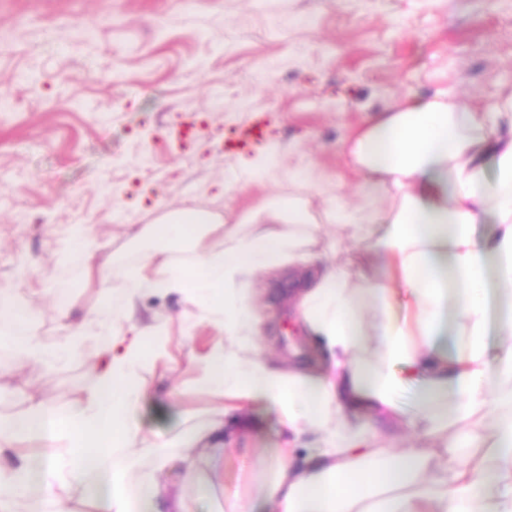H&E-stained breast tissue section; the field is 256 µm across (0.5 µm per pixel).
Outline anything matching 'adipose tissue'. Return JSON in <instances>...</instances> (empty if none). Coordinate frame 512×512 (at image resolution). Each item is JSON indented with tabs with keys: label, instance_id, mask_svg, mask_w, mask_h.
I'll use <instances>...</instances> for the list:
<instances>
[{
	"label": "adipose tissue",
	"instance_id": "1",
	"mask_svg": "<svg viewBox=\"0 0 512 512\" xmlns=\"http://www.w3.org/2000/svg\"><path fill=\"white\" fill-rule=\"evenodd\" d=\"M346 154L360 193L391 202L373 220L330 200L337 227L364 244L355 275L315 252L322 229L296 197L263 201L248 230L202 207L171 213L139 230L153 248L111 271L95 264L94 241L76 236L71 260L96 284L95 305L54 345L36 335L5 342L47 375L93 348L95 382L67 409L34 402L0 417V512H62L67 499L92 512H186L162 477L213 483L225 413L243 412L254 427L257 405L307 437L306 454L276 449L271 476L257 478L255 492L225 493L215 512H512V336L495 368L485 360L488 281L512 295V95L480 111L442 90L411 98L361 127ZM489 215L492 232L478 234ZM180 253L190 263L176 262ZM284 263L295 269L292 305L332 360L328 375L264 354L253 282ZM173 292L187 305L184 337L203 322L217 331L194 361L192 386L218 402L161 444L143 433L139 412L146 373L172 359L171 334L167 320L143 326L135 314L144 299ZM406 383L417 392L410 413L395 404ZM365 415L392 423L391 445L375 444ZM462 418L484 439L452 431ZM412 433L447 449L435 470ZM479 444L490 463L475 460Z\"/></svg>",
	"mask_w": 512,
	"mask_h": 512
}]
</instances>
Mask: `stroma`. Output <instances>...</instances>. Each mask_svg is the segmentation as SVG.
I'll list each match as a JSON object with an SVG mask.
<instances>
[{"label":"stroma","instance_id":"1","mask_svg":"<svg viewBox=\"0 0 512 512\" xmlns=\"http://www.w3.org/2000/svg\"><path fill=\"white\" fill-rule=\"evenodd\" d=\"M445 90L479 108L512 93V0H0V283L46 288L23 327L55 341L56 314L80 317L96 298L66 256L65 226L83 225L95 261H135L134 234L191 206L237 223L263 200H306L312 223L329 225L326 199L382 210L354 193L341 143L367 119L408 96ZM263 117L272 133L259 148L219 149ZM194 120L193 139L176 125ZM274 153L277 165L246 172L243 161ZM313 167L317 187L290 182ZM296 283H266L272 309L262 331L279 359L321 370L317 341L293 314ZM213 331L199 326L149 375L140 421L169 437L178 412L203 414L214 396L190 384L189 360ZM93 382L89 359L53 376L0 348V415L42 399L63 409ZM244 432L224 418V475L185 491L191 512L242 477L247 448L281 447L274 412Z\"/></svg>","mask_w":512,"mask_h":512}]
</instances>
